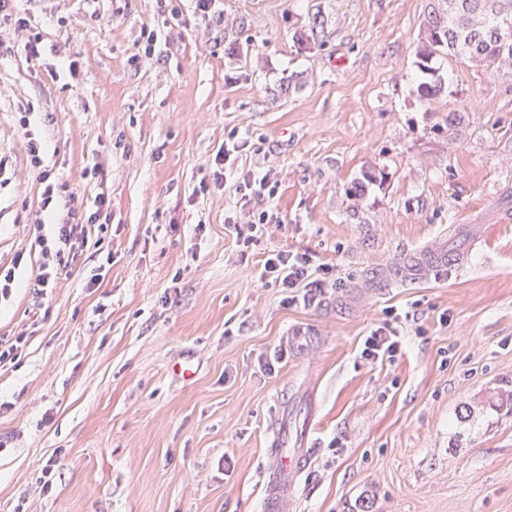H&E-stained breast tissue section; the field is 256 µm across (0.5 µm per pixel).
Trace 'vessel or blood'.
<instances>
[{
    "instance_id": "b4317fda",
    "label": "vessel or blood",
    "mask_w": 512,
    "mask_h": 512,
    "mask_svg": "<svg viewBox=\"0 0 512 512\" xmlns=\"http://www.w3.org/2000/svg\"><path fill=\"white\" fill-rule=\"evenodd\" d=\"M307 448H289L274 441L262 464L264 512H288L298 492V480L310 463Z\"/></svg>"
}]
</instances>
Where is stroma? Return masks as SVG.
Wrapping results in <instances>:
<instances>
[{
  "mask_svg": "<svg viewBox=\"0 0 512 512\" xmlns=\"http://www.w3.org/2000/svg\"><path fill=\"white\" fill-rule=\"evenodd\" d=\"M430 3L223 0L204 20L192 0H18L28 28L0 24V265L25 256L0 301V336L23 338L0 370V512H262L276 422L311 450L293 512H512V74L449 56L421 98ZM239 141L235 174L201 189ZM45 170L112 219L38 307ZM267 170L272 197L243 204L238 176ZM423 249L463 262L385 287ZM279 250L323 292L291 304L261 278ZM390 320L400 353L362 358Z\"/></svg>",
  "mask_w": 512,
  "mask_h": 512,
  "instance_id": "35a3bbf8",
  "label": "stroma"
}]
</instances>
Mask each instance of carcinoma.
I'll return each mask as SVG.
<instances>
[{
    "label": "carcinoma",
    "mask_w": 512,
    "mask_h": 512,
    "mask_svg": "<svg viewBox=\"0 0 512 512\" xmlns=\"http://www.w3.org/2000/svg\"><path fill=\"white\" fill-rule=\"evenodd\" d=\"M447 8L428 16L427 24L448 32L441 41L421 39L416 46V66L423 76L419 96L433 100L442 89L436 61L449 55L476 65L512 71V29L502 25V14L512 15V0H445Z\"/></svg>",
    "instance_id": "cac0c4a2"
}]
</instances>
